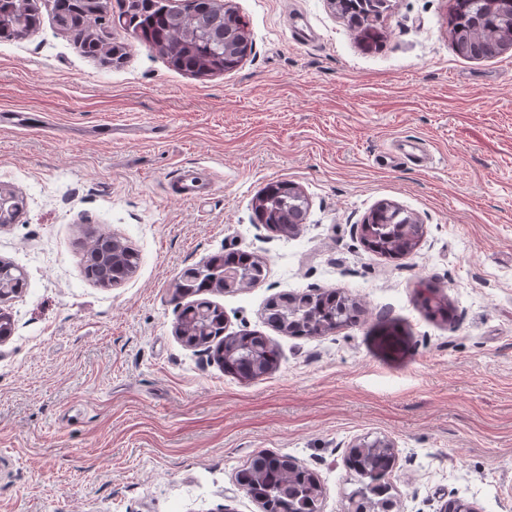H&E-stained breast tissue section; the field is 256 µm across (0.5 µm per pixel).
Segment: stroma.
I'll list each match as a JSON object with an SVG mask.
<instances>
[{
	"mask_svg": "<svg viewBox=\"0 0 512 512\" xmlns=\"http://www.w3.org/2000/svg\"><path fill=\"white\" fill-rule=\"evenodd\" d=\"M225 2L253 49L205 77L137 41L118 66L87 57L53 0H37V32L0 40V186L24 200L0 258L25 277L0 304V512H259L234 477L263 451L313 471L323 512H344L363 438L395 446L394 512H512V50L458 56L452 0H392L376 51L327 0ZM406 136L428 166L380 162ZM188 169L205 185L193 200L169 189ZM282 180L309 201L288 238L252 221ZM383 200L424 226L410 258L359 238ZM95 230L140 254L121 285L84 276ZM225 250L267 261L261 285L210 296L228 332L278 345L253 381L175 332L179 273ZM428 285L451 320L420 306ZM315 288L345 291L360 321L266 327L268 299Z\"/></svg>",
	"mask_w": 512,
	"mask_h": 512,
	"instance_id": "1",
	"label": "stroma"
}]
</instances>
